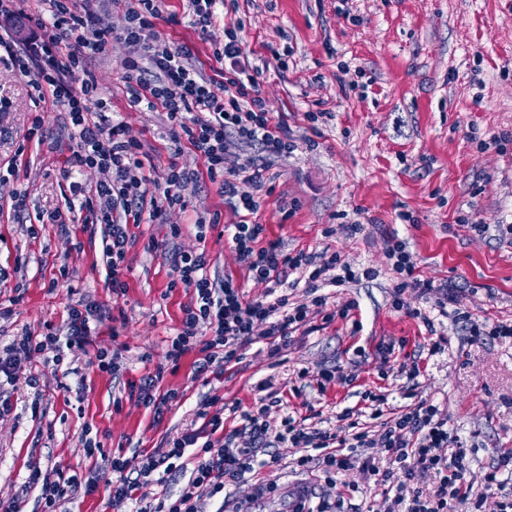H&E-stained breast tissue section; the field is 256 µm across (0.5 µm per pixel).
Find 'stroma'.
Returning <instances> with one entry per match:
<instances>
[{
  "label": "stroma",
  "mask_w": 512,
  "mask_h": 512,
  "mask_svg": "<svg viewBox=\"0 0 512 512\" xmlns=\"http://www.w3.org/2000/svg\"><path fill=\"white\" fill-rule=\"evenodd\" d=\"M243 43L260 66L261 97L270 112L286 116L298 150L273 161L268 175L274 188L257 213L271 239L291 251L340 252L346 261L367 266L382 259L387 237L408 243L416 272L459 290V304L487 325L512 324V140L505 151L480 150L491 134L512 137V0H239ZM290 49L288 69L279 72L270 48ZM123 50L97 60L101 93L112 101L115 118L127 123L144 144L147 169L160 173L171 157L195 168L203 162L189 145L174 147L165 112L129 107L122 81ZM0 162L15 161L12 175L0 179V343L24 331L38 334L61 326L67 308L94 303L101 318L96 348L117 352L118 376L99 372L92 354L73 349L63 369L32 355L18 368L13 384L0 387V400L11 409L0 414V503L19 501L22 512H35L38 492L24 486L30 465L97 475L88 457L86 428L97 432L105 450H152L180 434L194 418L196 403L216 395L252 406L258 379L275 375L283 407L296 418L316 409L334 425L342 409L363 406L366 391L387 397L385 412L404 406V376L384 374L377 345L405 339L399 362L418 361L419 397L448 416V428L474 453L468 481L480 484L497 453L512 450V338L469 342L452 317L430 310L433 328L394 309L391 271L372 281L329 289L328 308L347 301L356 308L349 319L323 324L313 319L294 334L287 362L271 368L264 345L248 348L237 367L222 376L193 374L197 352L185 355L176 371L167 369V344L180 327L184 289H169L171 271L150 242L165 240L169 225L182 227L177 244L205 250L212 276H232L246 294L257 297L263 286L252 281L235 260L224 227L235 216L226 210L215 187L201 180L185 193L182 211L152 224L129 227L132 245L124 296L112 293L101 252L102 229L75 222L19 223L11 211L13 191L26 193L30 213L66 210L70 184H93L98 174L82 170L64 177L75 145L54 110L39 112L25 77L0 63ZM331 118L311 130L310 112ZM44 116V133L52 148L28 142L36 114ZM291 203L282 219L279 205ZM220 213L221 222L196 237L197 217ZM412 222H405L403 214ZM363 223L350 237L329 226L342 220ZM489 225L478 238L469 227ZM360 332H353V322ZM445 336L444 351L429 354L431 332ZM340 366L350 382H336L320 393L292 391L294 370L317 374L325 365ZM165 373L162 389L180 394L161 421L130 397L157 368ZM40 376L31 388L29 374ZM276 463L251 480L227 486L223 501L207 512H238L261 503L279 512L276 494L259 498V486L312 483L319 498L339 502L340 512H383L381 488L365 482L359 469L337 474L326 484L317 470L295 465L302 451L273 449Z\"/></svg>",
  "instance_id": "stroma-1"
}]
</instances>
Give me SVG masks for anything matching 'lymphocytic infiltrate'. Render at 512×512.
<instances>
[{
    "mask_svg": "<svg viewBox=\"0 0 512 512\" xmlns=\"http://www.w3.org/2000/svg\"><path fill=\"white\" fill-rule=\"evenodd\" d=\"M0 0V17L16 18L34 28L27 41L0 39V61L6 60L36 93L37 101H51L66 114L65 126L76 143L69 159L71 169L94 168L102 178L90 188H79L80 210L93 223L104 225L102 240L112 292H126L120 276L131 245L130 224L157 219L164 211L184 205V192L201 179L215 185L236 217L225 225L238 262L254 282L263 284V295L247 297L232 277L209 275L205 252L168 250L174 281L189 294L183 308L182 328L167 352L179 364L189 351L200 354L196 375L236 367L250 346L263 343L271 368L284 363L290 338L315 316L325 321L349 317L353 302L337 312L326 309V286L342 287L362 279L372 280L381 269L393 272V305L413 317H421V303L435 301L439 308L456 302L448 283H435L416 275L413 257L405 241L389 238L381 266L357 269L340 253L290 252L277 240L268 239L264 225L254 216L261 207L259 194L266 186L264 174L272 159L292 153L297 144L284 119L274 118L259 95V84L239 36L238 0H185L193 27L208 36L216 25L224 27V42L214 45L212 69H204L194 45H174L158 29L159 23L178 24L167 0H112L121 9L124 24L112 30L96 23V0ZM126 50L122 62L128 104L133 108L162 109L174 142H187L204 162V170L170 161L165 177L146 174L141 159L143 143L130 136L126 124L111 118L112 106L99 95L93 63L109 56L113 44ZM233 151L246 152L242 164L224 165ZM299 281H291V274ZM303 287L304 297L291 301L290 290ZM99 317L92 307H69L63 328L44 334L24 332L0 348V378L13 380L21 362L32 352L49 354L60 364L67 350L92 348L99 333ZM257 397L250 408L240 402L214 410V398L197 403L195 426L180 437L151 451L117 452L104 458L101 478L110 488L113 502L127 505L128 512H205L206 501L224 494L226 481H241L266 467L261 448L288 442L304 451L298 467L320 469L325 480L361 465L383 486L386 512H512V452L498 453L480 486L466 479L467 448L450 435L448 418L433 403L405 390L408 403L397 416L382 421L385 395L366 393L374 405L371 419L377 427L360 423L354 411L336 415L335 427L323 429L293 416L280 422L268 418L276 401L273 377L255 384ZM234 419L225 429L226 419ZM385 449L386 470L360 459L359 449ZM434 475L430 493L410 491L421 474ZM184 476L178 494L164 490L169 476ZM29 486L38 488L42 512H58L75 499L82 488L79 475L56 472L47 475L32 469Z\"/></svg>",
    "mask_w": 512,
    "mask_h": 512,
    "instance_id": "lymphocytic-infiltrate-1",
    "label": "lymphocytic infiltrate"
}]
</instances>
